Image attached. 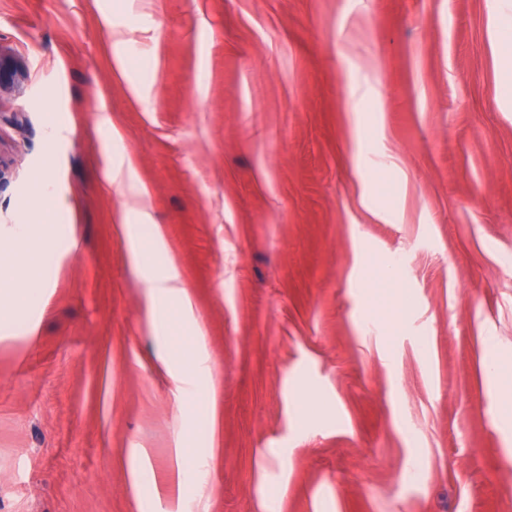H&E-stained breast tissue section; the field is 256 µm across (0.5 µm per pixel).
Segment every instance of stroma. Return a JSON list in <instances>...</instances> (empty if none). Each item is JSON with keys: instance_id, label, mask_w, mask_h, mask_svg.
<instances>
[{"instance_id": "1", "label": "stroma", "mask_w": 512, "mask_h": 512, "mask_svg": "<svg viewBox=\"0 0 512 512\" xmlns=\"http://www.w3.org/2000/svg\"><path fill=\"white\" fill-rule=\"evenodd\" d=\"M499 24L512 0H0L25 68L0 250L43 173L65 213L41 299L0 324V512H512L484 369L485 337L512 356ZM134 210L209 357L180 390Z\"/></svg>"}]
</instances>
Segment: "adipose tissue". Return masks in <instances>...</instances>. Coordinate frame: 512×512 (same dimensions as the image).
I'll return each mask as SVG.
<instances>
[{"label":"adipose tissue","mask_w":512,"mask_h":512,"mask_svg":"<svg viewBox=\"0 0 512 512\" xmlns=\"http://www.w3.org/2000/svg\"><path fill=\"white\" fill-rule=\"evenodd\" d=\"M16 235L21 239H37L38 244L36 249L26 253L0 256V267L22 268L27 281L25 288L13 292L9 301L0 305L1 322L10 320L16 312L32 305L39 298L44 284L41 257L44 252L52 250L56 243L54 234L42 232L31 224L17 225ZM162 249V239L156 234L148 237L136 235L133 242V253L140 260L141 280L147 290L150 305L149 328L166 356L171 377L177 380L181 378L182 370L174 357L175 350L195 354L199 347L181 333L183 322L192 316V307L184 289L179 285L176 270L171 267L152 269L148 260L149 255L160 253ZM484 345L487 370L499 398L500 416L505 420L512 418V363L499 353L493 337H486Z\"/></svg>","instance_id":"ef3b65f1"}]
</instances>
